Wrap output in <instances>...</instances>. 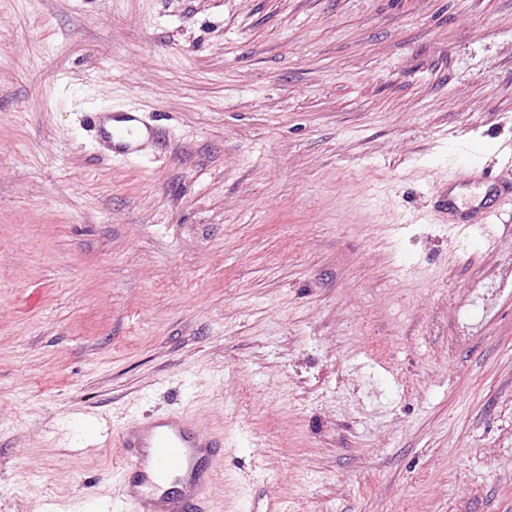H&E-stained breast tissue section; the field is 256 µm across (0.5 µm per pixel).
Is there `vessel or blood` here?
<instances>
[{
	"mask_svg": "<svg viewBox=\"0 0 512 512\" xmlns=\"http://www.w3.org/2000/svg\"><path fill=\"white\" fill-rule=\"evenodd\" d=\"M88 122L109 152L131 154L141 135L154 129L137 112L89 113ZM512 200V176L479 161L465 162L454 183H436L433 209L442 223L477 227L494 223L502 202ZM120 450L117 480L122 493L114 512H210V488L224 460V435L201 430L184 413L132 419L113 433ZM173 490H165V483Z\"/></svg>",
	"mask_w": 512,
	"mask_h": 512,
	"instance_id": "vessel-or-blood-1",
	"label": "vessel or blood"
}]
</instances>
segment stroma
I'll list each match as a JSON object with an SVG mask.
<instances>
[{"mask_svg":"<svg viewBox=\"0 0 512 512\" xmlns=\"http://www.w3.org/2000/svg\"><path fill=\"white\" fill-rule=\"evenodd\" d=\"M511 141L512 0H0V512L171 409L211 512H512V203L431 212ZM138 114L135 111L107 112L99 109L89 112L88 122L109 152L131 154L137 150V140L142 133L148 136L157 133L151 125L144 123ZM112 120L130 124L111 126ZM481 190V199L477 205L465 201L464 190ZM512 200V177L508 174L494 173L479 161L465 162L454 183L437 182L433 189V209L442 224L452 227H477L493 224L499 215L502 202Z\"/></svg>","mask_w":512,"mask_h":512,"instance_id":"35a3bbf8","label":"stroma"}]
</instances>
